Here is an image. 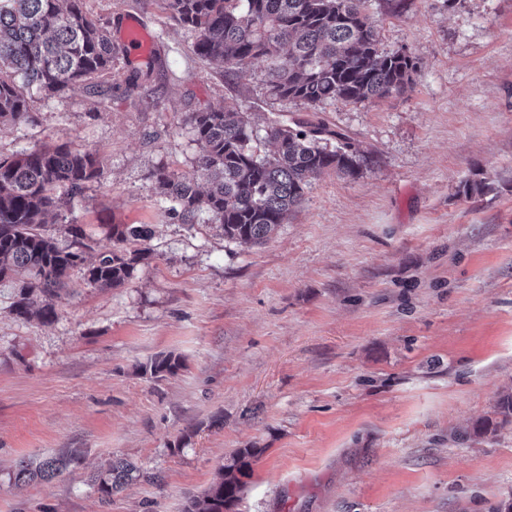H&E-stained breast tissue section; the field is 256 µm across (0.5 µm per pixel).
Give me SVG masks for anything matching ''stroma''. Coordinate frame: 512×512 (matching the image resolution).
Wrapping results in <instances>:
<instances>
[{"instance_id":"1","label":"stroma","mask_w":512,"mask_h":512,"mask_svg":"<svg viewBox=\"0 0 512 512\" xmlns=\"http://www.w3.org/2000/svg\"><path fill=\"white\" fill-rule=\"evenodd\" d=\"M123 44L99 91L32 93L33 126L0 127V154L71 143L104 160L44 230L95 250L148 224L149 257L116 288L73 272L57 318L16 320L0 284V512H182L237 449L256 451L237 512H497L512 501V0H372L384 50L420 61L412 91L317 113L367 164L314 180L266 244L187 227L152 189L189 174L192 113L242 103L255 128L306 116L266 92L267 64L200 59L161 0H87ZM150 81L127 91L133 69ZM485 181L465 198L466 182ZM179 357L157 381L140 366ZM488 422L487 433L473 428ZM68 469L15 485L20 459ZM160 473L102 501L113 458Z\"/></svg>"}]
</instances>
